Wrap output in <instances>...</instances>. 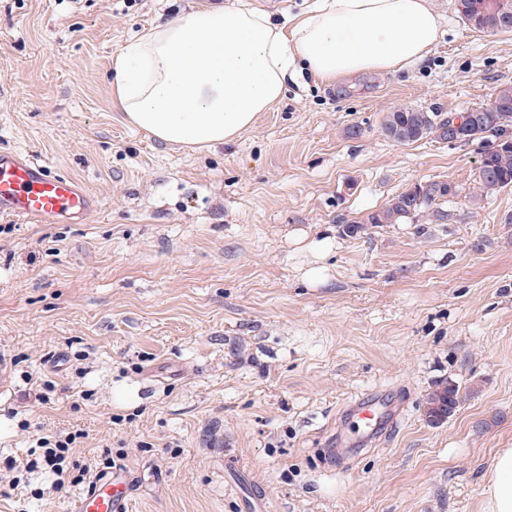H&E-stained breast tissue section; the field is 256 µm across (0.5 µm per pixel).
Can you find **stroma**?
Masks as SVG:
<instances>
[{
    "instance_id": "35a3bbf8",
    "label": "stroma",
    "mask_w": 512,
    "mask_h": 512,
    "mask_svg": "<svg viewBox=\"0 0 512 512\" xmlns=\"http://www.w3.org/2000/svg\"><path fill=\"white\" fill-rule=\"evenodd\" d=\"M224 2L0 0V151L101 201L84 224L0 214V460L26 459V419L82 432L87 465L125 449L129 512H486L492 459L512 448V188L474 203L482 143L399 144L381 124L401 107L489 103L512 85V32L473 31L454 0H431L443 34L421 65L289 80L209 150L129 125L113 54ZM427 180L458 184L451 223L341 236L337 216ZM321 236L333 245L313 286L307 244ZM445 380L461 402L433 425L425 401ZM365 393L404 416L346 455L336 420ZM47 486L25 474L0 512H67L72 494Z\"/></svg>"
}]
</instances>
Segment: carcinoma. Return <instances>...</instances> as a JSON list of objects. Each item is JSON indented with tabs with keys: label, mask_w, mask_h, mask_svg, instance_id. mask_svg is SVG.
Returning <instances> with one entry per match:
<instances>
[{
	"label": "carcinoma",
	"mask_w": 512,
	"mask_h": 512,
	"mask_svg": "<svg viewBox=\"0 0 512 512\" xmlns=\"http://www.w3.org/2000/svg\"><path fill=\"white\" fill-rule=\"evenodd\" d=\"M488 0H455L457 15L463 23L480 33L498 34L512 32V16L503 18L486 12ZM462 121V141H481L486 148L481 154L475 172L471 198L480 203L494 193L512 187V145H503L499 139L512 140V86L499 88L490 103L465 112H440L403 107L384 115L382 131L397 143H412L424 138L440 141L448 140L450 120ZM424 193L416 191L412 185L390 199L382 208L369 213L364 219L355 221L340 217L342 233L347 237H357L366 232L367 225L401 224L407 219L425 218L416 233L427 235L429 225L442 224L450 214L444 209L450 198L458 196L459 187L448 180L426 182ZM459 387L450 381L430 393L426 400V417L430 423L440 424L451 417L459 404Z\"/></svg>",
	"instance_id": "cac0c4a2"
}]
</instances>
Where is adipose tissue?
I'll list each match as a JSON object with an SVG mask.
<instances>
[{"label": "adipose tissue", "mask_w": 512, "mask_h": 512, "mask_svg": "<svg viewBox=\"0 0 512 512\" xmlns=\"http://www.w3.org/2000/svg\"><path fill=\"white\" fill-rule=\"evenodd\" d=\"M441 34L430 0H314L282 27L226 0L146 29L112 58V101L130 125L167 145L202 150L253 126L303 68L323 83L422 63ZM489 512H512V448L484 487Z\"/></svg>", "instance_id": "obj_1"}]
</instances>
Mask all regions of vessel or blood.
Masks as SVG:
<instances>
[{
	"mask_svg": "<svg viewBox=\"0 0 512 512\" xmlns=\"http://www.w3.org/2000/svg\"><path fill=\"white\" fill-rule=\"evenodd\" d=\"M100 206L96 196L74 178L52 173L31 155L0 152V213L40 224H79ZM401 408L364 396L348 405L343 418L360 431L344 437L345 446L361 447L376 441L397 423ZM131 480L113 471L96 479L71 502L69 512H129Z\"/></svg>",
	"mask_w": 512,
	"mask_h": 512,
	"instance_id": "obj_1",
	"label": "vessel or blood"
}]
</instances>
